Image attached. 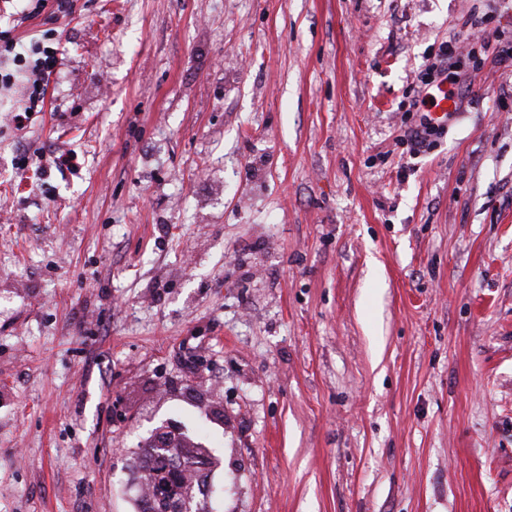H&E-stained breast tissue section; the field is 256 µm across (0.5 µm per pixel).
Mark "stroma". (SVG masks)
<instances>
[{
  "label": "stroma",
  "instance_id": "1",
  "mask_svg": "<svg viewBox=\"0 0 512 512\" xmlns=\"http://www.w3.org/2000/svg\"><path fill=\"white\" fill-rule=\"evenodd\" d=\"M22 8L61 65L23 130L0 90V512H137L161 425L209 512H512V0ZM455 50L452 46L445 47V49L442 50L441 53V59H440V66L433 65L431 68H428L425 70V72L421 75V84L423 91L425 92V97L423 98V102L428 99L430 102H434V114H446L448 112H452L455 108V105L452 100H448L447 97V90L441 86L442 93L439 97L433 101V98L429 96L428 89L436 81V76L434 75L435 71H439L441 73L442 71L448 70L452 64L450 63V60L453 57ZM435 130L436 127L432 120L425 119L422 130L411 129L405 132L404 138L410 144L411 152L413 155H418L421 152L426 151L429 146V143H427V135H430V133L434 132Z\"/></svg>",
  "mask_w": 512,
  "mask_h": 512
}]
</instances>
